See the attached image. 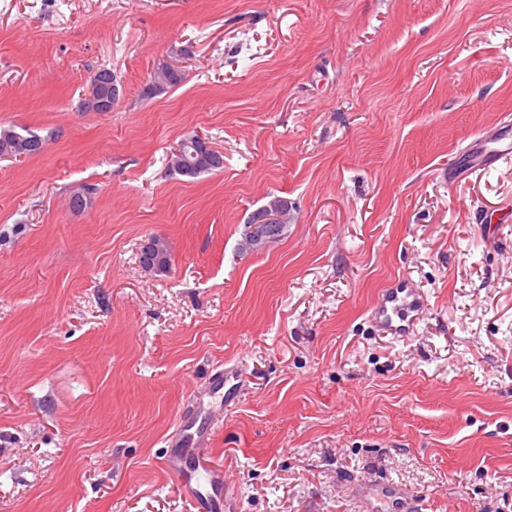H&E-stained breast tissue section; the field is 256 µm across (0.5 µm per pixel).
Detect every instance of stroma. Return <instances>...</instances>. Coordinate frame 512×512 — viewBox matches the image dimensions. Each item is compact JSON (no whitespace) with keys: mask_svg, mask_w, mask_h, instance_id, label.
Segmentation results:
<instances>
[{"mask_svg":"<svg viewBox=\"0 0 512 512\" xmlns=\"http://www.w3.org/2000/svg\"><path fill=\"white\" fill-rule=\"evenodd\" d=\"M508 121L512 0H0V128L47 144L0 158V512H196L166 460L199 413L236 512H366L382 478L512 512V161L448 178ZM192 131L223 170L169 169ZM398 276L407 340L369 321ZM178 72V74H177ZM155 75V81H156V91L153 94H146L142 90L141 96L145 99H151L156 95H159L168 89H171L177 85H179L183 80V75L172 65H169L167 63H161L158 64L154 70L153 73H151L150 78ZM98 74L99 72L96 71L90 80L98 90L97 94L90 98V110L92 112H109L112 111L117 98L111 94L108 84L99 80L103 79V76Z\"/></svg>","mask_w":512,"mask_h":512,"instance_id":"stroma-1","label":"stroma"}]
</instances>
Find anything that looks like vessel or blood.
<instances>
[{"label":"vessel or blood","instance_id":"obj_1","mask_svg":"<svg viewBox=\"0 0 512 512\" xmlns=\"http://www.w3.org/2000/svg\"><path fill=\"white\" fill-rule=\"evenodd\" d=\"M512 159V134L503 132L486 140L479 151L467 153L463 164L450 168L449 178H457L469 171L484 170L499 162ZM426 308L425 296L407 279L400 278L378 295L372 307L371 319L379 329L396 339H408ZM186 439L194 447L197 462L187 466L185 461L170 460L174 470H192L185 488L197 512H218L226 481L223 472L213 470L202 461L209 441L191 424H184ZM381 496L387 502V512H417L418 505L401 489L393 485L383 486Z\"/></svg>","mask_w":512,"mask_h":512}]
</instances>
